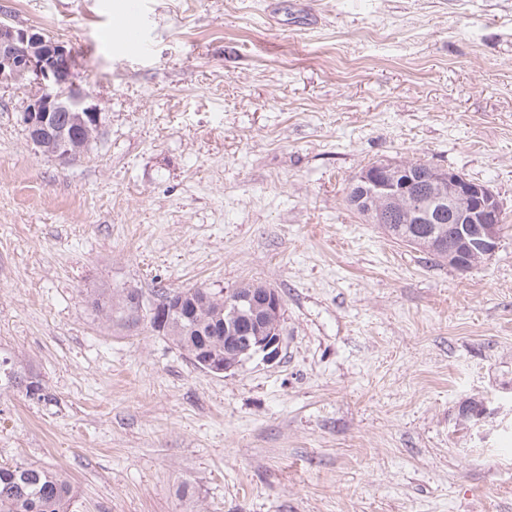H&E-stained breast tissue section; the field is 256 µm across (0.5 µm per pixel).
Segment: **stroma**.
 <instances>
[{"label": "stroma", "mask_w": 512, "mask_h": 512, "mask_svg": "<svg viewBox=\"0 0 512 512\" xmlns=\"http://www.w3.org/2000/svg\"><path fill=\"white\" fill-rule=\"evenodd\" d=\"M131 13L144 49L125 54ZM74 55L80 158L0 85V466L73 512H512V0H0ZM378 160L485 183L510 229L462 272L345 200ZM278 289L282 351L214 374L154 331L160 289ZM138 294L135 315L109 307ZM28 379H35V392L33 398H37L38 400L46 399V394L44 393V387L41 382L33 376L32 374L27 375L25 372L16 368V363L7 356L0 357V389H4L9 387L10 384L16 385L19 389H22V386ZM3 380L5 383H3Z\"/></svg>", "instance_id": "stroma-1"}]
</instances>
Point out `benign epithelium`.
Wrapping results in <instances>:
<instances>
[{"label": "benign epithelium", "instance_id": "benign-epithelium-1", "mask_svg": "<svg viewBox=\"0 0 512 512\" xmlns=\"http://www.w3.org/2000/svg\"><path fill=\"white\" fill-rule=\"evenodd\" d=\"M35 83L39 92L21 119L30 138L46 154L59 159L78 157L85 152L94 132L87 131L84 142L67 131L69 124L56 122V113L74 114L73 122L84 124L82 113L96 111L88 95L74 81L71 51L40 32L0 23V84ZM368 188L379 219L388 216L387 205L405 204L408 220L430 224L437 213L448 211V230L455 231L465 244L469 258L454 264L467 271L470 262L493 255L500 240L502 208L486 185L471 181L456 171L438 168L428 191L415 192L414 168L407 163L383 161L357 175ZM233 310L224 318V362L216 363L205 347L195 349L193 363L211 373H227L256 357L275 362L281 353V321L284 304L272 287L238 288L230 299Z\"/></svg>", "mask_w": 512, "mask_h": 512}]
</instances>
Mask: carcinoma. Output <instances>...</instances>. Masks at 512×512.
Here are the masks:
<instances>
[{"instance_id":"obj_1","label":"carcinoma","mask_w":512,"mask_h":512,"mask_svg":"<svg viewBox=\"0 0 512 512\" xmlns=\"http://www.w3.org/2000/svg\"><path fill=\"white\" fill-rule=\"evenodd\" d=\"M346 202L348 206L368 217L369 198L363 197L359 186L347 187ZM384 231L393 239L410 247L421 249L438 263L448 262L445 247L455 243L448 235V212L436 216L433 224H411L403 215L397 214L392 220L382 225ZM208 295L206 308L201 310L196 319L187 320L183 313L174 310V303L184 292ZM158 309H171L169 320L162 325L150 320L151 327L169 337L173 343H179L177 333L186 329V337L192 339L202 336L210 339L212 352L224 358V290L213 291L209 288L171 289L160 294ZM33 375L16 368V363L9 357H0V389L10 385L20 388ZM77 492L72 483L61 473L44 467L35 466H0V512H71V506Z\"/></svg>"}]
</instances>
